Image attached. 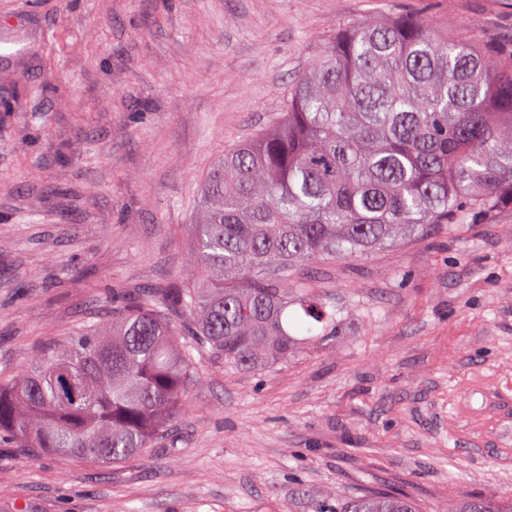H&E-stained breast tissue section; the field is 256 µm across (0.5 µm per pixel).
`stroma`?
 Instances as JSON below:
<instances>
[{"label": "stroma", "instance_id": "1", "mask_svg": "<svg viewBox=\"0 0 512 512\" xmlns=\"http://www.w3.org/2000/svg\"><path fill=\"white\" fill-rule=\"evenodd\" d=\"M409 15L512 49V0H0V377L165 301L215 160L345 27ZM309 274L331 336L259 373L197 356L181 416L118 465L0 446V512L512 496V205Z\"/></svg>", "mask_w": 512, "mask_h": 512}]
</instances>
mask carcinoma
Segmentation results:
<instances>
[{"instance_id":"1","label":"carcinoma","mask_w":512,"mask_h":512,"mask_svg":"<svg viewBox=\"0 0 512 512\" xmlns=\"http://www.w3.org/2000/svg\"><path fill=\"white\" fill-rule=\"evenodd\" d=\"M512 201V52L417 17L369 19L329 41L268 130L203 183L194 260L169 303L154 294L0 382V442L115 464L177 419L195 355L262 371L288 361L336 309L308 280L318 260L367 255ZM301 309L291 315L288 308ZM348 512H418L396 494ZM453 512H512V498Z\"/></svg>"}]
</instances>
